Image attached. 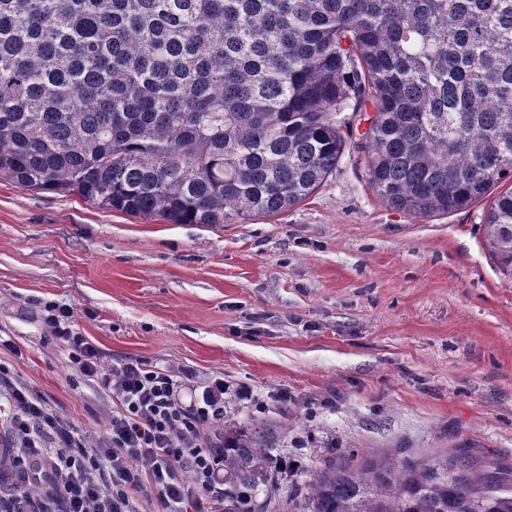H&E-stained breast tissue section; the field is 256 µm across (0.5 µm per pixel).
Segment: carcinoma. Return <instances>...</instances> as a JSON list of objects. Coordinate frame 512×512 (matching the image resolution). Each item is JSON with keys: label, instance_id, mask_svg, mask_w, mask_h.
Returning <instances> with one entry per match:
<instances>
[{"label": "carcinoma", "instance_id": "obj_1", "mask_svg": "<svg viewBox=\"0 0 512 512\" xmlns=\"http://www.w3.org/2000/svg\"><path fill=\"white\" fill-rule=\"evenodd\" d=\"M371 123L368 181L413 219L485 197L512 282V0H0V179L170 224L302 203ZM288 410L224 415V512H512V461L339 450Z\"/></svg>", "mask_w": 512, "mask_h": 512}]
</instances>
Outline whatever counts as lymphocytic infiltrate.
<instances>
[{
    "mask_svg": "<svg viewBox=\"0 0 512 512\" xmlns=\"http://www.w3.org/2000/svg\"><path fill=\"white\" fill-rule=\"evenodd\" d=\"M47 320L73 368L112 395L115 406L97 440L62 420L0 364V431L8 437L13 488L0 512H133L137 493H153L158 512H224L219 440L224 382H205L182 402L183 380L138 359L109 360L70 325L71 308L48 304Z\"/></svg>",
    "mask_w": 512,
    "mask_h": 512,
    "instance_id": "lymphocytic-infiltrate-1",
    "label": "lymphocytic infiltrate"
}]
</instances>
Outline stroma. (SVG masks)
Listing matches in <instances>:
<instances>
[{
    "instance_id": "35a3bbf8",
    "label": "stroma",
    "mask_w": 512,
    "mask_h": 512,
    "mask_svg": "<svg viewBox=\"0 0 512 512\" xmlns=\"http://www.w3.org/2000/svg\"><path fill=\"white\" fill-rule=\"evenodd\" d=\"M366 124L327 182L273 218L220 227L101 209L0 181V362L97 438L112 399L73 371L46 321L113 360L224 380L227 410H288V452L396 460L466 442L512 458V283L484 242L486 201L393 211L367 178Z\"/></svg>"
}]
</instances>
